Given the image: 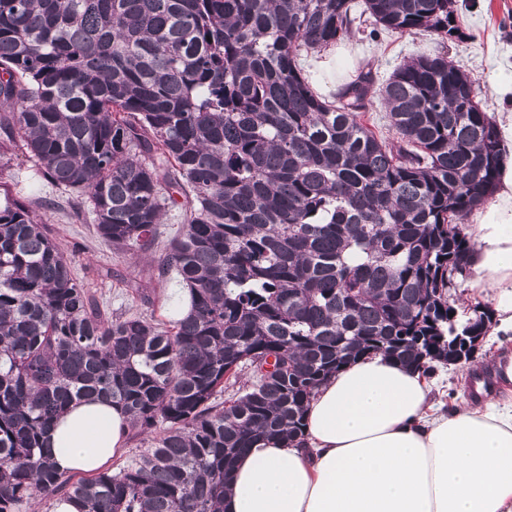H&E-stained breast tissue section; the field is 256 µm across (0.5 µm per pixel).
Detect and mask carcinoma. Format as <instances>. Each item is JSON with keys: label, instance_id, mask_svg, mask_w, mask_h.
<instances>
[{"label": "carcinoma", "instance_id": "1", "mask_svg": "<svg viewBox=\"0 0 512 512\" xmlns=\"http://www.w3.org/2000/svg\"><path fill=\"white\" fill-rule=\"evenodd\" d=\"M390 33L459 36L456 0H365ZM351 0H0V159L19 147L80 194L117 252H148L191 290L166 326L107 316L36 220L0 204V512H224L238 454L304 435L336 361L383 354L431 377L478 333L451 290L464 220L495 185L496 127L442 53L386 81L393 137L361 121L360 69L331 98L298 63L350 37ZM250 380L240 383L242 372ZM234 388L225 400L224 392ZM106 398L151 447L113 473L44 452L74 401Z\"/></svg>", "mask_w": 512, "mask_h": 512}]
</instances>
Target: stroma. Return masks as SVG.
<instances>
[{
	"instance_id": "1",
	"label": "stroma",
	"mask_w": 512,
	"mask_h": 512,
	"mask_svg": "<svg viewBox=\"0 0 512 512\" xmlns=\"http://www.w3.org/2000/svg\"><path fill=\"white\" fill-rule=\"evenodd\" d=\"M457 13L461 37L440 46L420 34L400 36L383 31L373 39L355 34L350 39L351 68L370 66L377 81L382 82L410 57L438 48L469 76L486 112L497 114L503 106L495 88L512 82V0H457ZM5 195L42 198L36 213L70 257L78 281L109 315L151 314L168 319L166 303L181 280L175 270L164 269L163 258L169 240L183 227L181 210H169L156 229L157 242L148 253H122L96 237L91 220L74 218L75 194L38 176L34 162L22 151H15L9 162H0V197ZM130 280L148 283L151 296L132 293L126 286Z\"/></svg>"
}]
</instances>
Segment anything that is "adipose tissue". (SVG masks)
Listing matches in <instances>:
<instances>
[{"instance_id":"adipose-tissue-1","label":"adipose tissue","mask_w":512,"mask_h":512,"mask_svg":"<svg viewBox=\"0 0 512 512\" xmlns=\"http://www.w3.org/2000/svg\"><path fill=\"white\" fill-rule=\"evenodd\" d=\"M502 154L492 200L473 215L469 286L491 295L499 348L512 346V83L497 86ZM303 442L240 455L224 512H512V393L442 401L421 373L365 357L309 402ZM131 430L109 402L75 403L46 449L60 470L98 472Z\"/></svg>"}]
</instances>
